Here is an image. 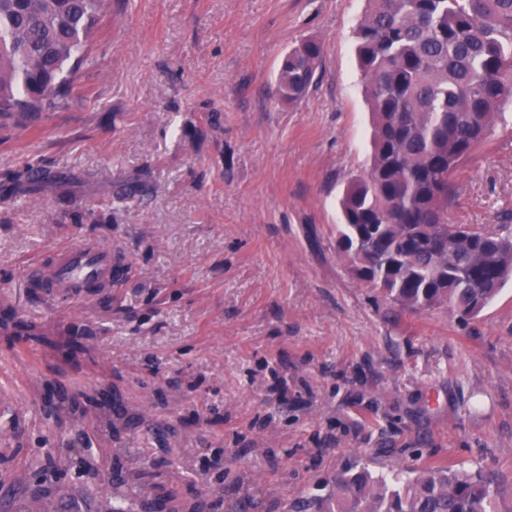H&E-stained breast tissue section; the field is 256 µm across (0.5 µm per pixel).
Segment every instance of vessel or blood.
<instances>
[{"label":"vessel or blood","mask_w":512,"mask_h":512,"mask_svg":"<svg viewBox=\"0 0 512 512\" xmlns=\"http://www.w3.org/2000/svg\"><path fill=\"white\" fill-rule=\"evenodd\" d=\"M44 266L46 290L75 301H89L101 290L111 288L124 271L110 243L86 238L53 249Z\"/></svg>","instance_id":"vessel-or-blood-1"}]
</instances>
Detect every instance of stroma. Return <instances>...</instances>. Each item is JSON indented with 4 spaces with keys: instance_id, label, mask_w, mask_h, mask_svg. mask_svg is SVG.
<instances>
[{
    "instance_id": "35a3bbf8",
    "label": "stroma",
    "mask_w": 512,
    "mask_h": 512,
    "mask_svg": "<svg viewBox=\"0 0 512 512\" xmlns=\"http://www.w3.org/2000/svg\"><path fill=\"white\" fill-rule=\"evenodd\" d=\"M367 0H109L79 72L83 95L0 124V512H99L75 480L25 479L49 448L81 447L46 400L112 388L111 435L147 478L181 449L271 512L350 464L377 472L482 465L512 485V282L468 323L406 313L336 248L338 198L370 162L355 53ZM323 46L299 102L275 95L280 58ZM56 172L25 195L13 174ZM448 221L512 213V105L450 175ZM86 236L124 278L90 302L32 287L29 266ZM36 331H28V324ZM177 376L163 405L151 393ZM168 433L158 440L148 424Z\"/></svg>"
}]
</instances>
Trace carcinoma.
Segmentation results:
<instances>
[{"instance_id": "1", "label": "carcinoma", "mask_w": 512, "mask_h": 512, "mask_svg": "<svg viewBox=\"0 0 512 512\" xmlns=\"http://www.w3.org/2000/svg\"><path fill=\"white\" fill-rule=\"evenodd\" d=\"M107 0H0V118H33L72 95L90 58L88 39ZM356 53L372 117L369 168L339 200L337 248L361 281L402 310L450 308L466 320L512 279V233L448 223V174L486 142L512 104V0H368ZM322 46L308 38L278 67L288 104L315 81ZM24 193L63 184L29 168ZM181 464L167 482L128 485L111 512L138 497L167 498L176 512H203L205 489L178 497ZM294 499L289 512H512V490L482 466L432 465L376 474L353 464ZM253 495L227 512H261Z\"/></svg>"}]
</instances>
